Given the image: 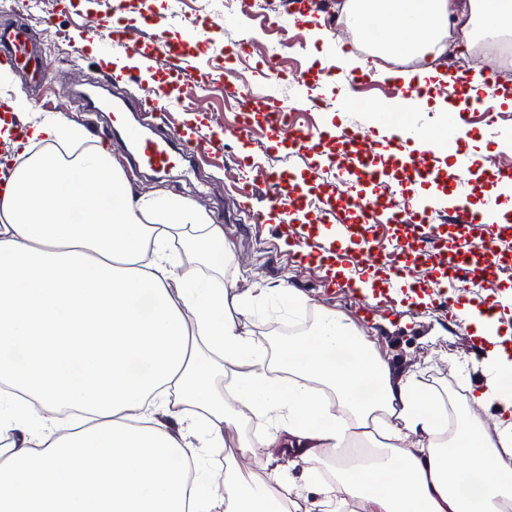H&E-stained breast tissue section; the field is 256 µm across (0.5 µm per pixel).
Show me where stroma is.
I'll return each mask as SVG.
<instances>
[{
    "label": "stroma",
    "mask_w": 512,
    "mask_h": 512,
    "mask_svg": "<svg viewBox=\"0 0 512 512\" xmlns=\"http://www.w3.org/2000/svg\"><path fill=\"white\" fill-rule=\"evenodd\" d=\"M336 2L322 0L319 11L307 14L298 0H234L229 8L224 0H73L64 12L58 0H28L21 9L0 5V27L29 26L47 65L40 84L24 73L10 72L8 82L0 84V101L20 94L30 104V116L59 113L79 127L83 138L80 144H65L66 153H74L80 145L107 143L136 193L163 189L202 206L213 223L223 225L233 254L221 276L224 284L254 289L282 282L304 299L305 311L293 318L264 304L249 316L253 339L268 352H276L279 342L288 337L304 335L317 308L332 309L356 325L392 371L412 370L421 385L455 408L472 390L482 387L485 376L476 364L473 328L449 321L448 308L512 305V259L487 280L473 273L458 275L447 294L438 286L446 269L434 262L416 266L408 276L417 293L429 295V303L398 302L387 295L374 301L358 295L349 283L363 274L358 253L348 255L349 279L339 280L326 271L318 252L301 257L281 245L285 236L300 242L308 223L258 220L257 213L270 193L285 197L291 190L286 182L273 186L272 174L279 170L313 176L308 222L319 220L317 204L328 198H356L359 187L336 177L338 168L348 165V154L332 153L330 163L321 166L311 148L273 147L274 135L241 110V94L246 90L265 89L280 106V138L293 131H351L358 149L375 162L387 166L395 162L392 144L371 114L340 107L337 100L347 92L385 104L397 96L401 82L381 79V72L394 67L411 71L415 65L395 66L390 60L370 57L360 37L337 23ZM52 13L57 16L55 26H45L43 16ZM110 15L126 23L147 52L161 37L185 51L182 99L170 111L150 109L164 66L148 55L142 66L122 67L124 80L112 87L113 97L144 103V110L135 111L134 117L159 135L182 131L189 116L202 118L205 131L223 137L218 153L189 158L186 169L176 176L150 174L135 166L122 139L112 135L111 114L86 110L78 90L98 84L106 68L103 53H120L112 43L99 41ZM498 43L495 36L479 38L461 54L454 40H447V49L435 66L442 71L460 66L495 85L512 88V64L502 57ZM244 124L250 130L242 150L235 131ZM458 125L467 131L462 151L472 157L468 169H460L455 155L444 153L438 145L422 155L437 166L446 185L453 187L467 179L473 190L470 200L476 204L495 183L512 179V109L489 95L480 111L465 113ZM265 431L264 423H250L239 439H228L226 448L211 450L204 466L217 471L235 458L242 467L263 474L265 451L258 442Z\"/></svg>",
    "instance_id": "obj_1"
}]
</instances>
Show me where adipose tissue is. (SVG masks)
Returning a JSON list of instances; mask_svg holds the SVG:
<instances>
[{
  "label": "adipose tissue",
  "mask_w": 512,
  "mask_h": 512,
  "mask_svg": "<svg viewBox=\"0 0 512 512\" xmlns=\"http://www.w3.org/2000/svg\"><path fill=\"white\" fill-rule=\"evenodd\" d=\"M339 20L377 56L439 57L446 35L512 33V0H342ZM0 183V512H512V337L474 307L486 375L449 424L444 400L393 372L358 328L318 308L313 328L275 355L250 336L257 298L302 310L284 284L259 294L217 275L224 227L165 191L135 193L110 150L74 160L82 132L50 115L26 121ZM199 230L208 277L178 271L173 232ZM230 368L219 391L215 377ZM499 404L494 422L481 413ZM266 422L262 445L306 463L319 502L278 469L224 474L214 494L199 449L226 428ZM364 462L336 466L352 442Z\"/></svg>",
  "instance_id": "adipose-tissue-1"
}]
</instances>
